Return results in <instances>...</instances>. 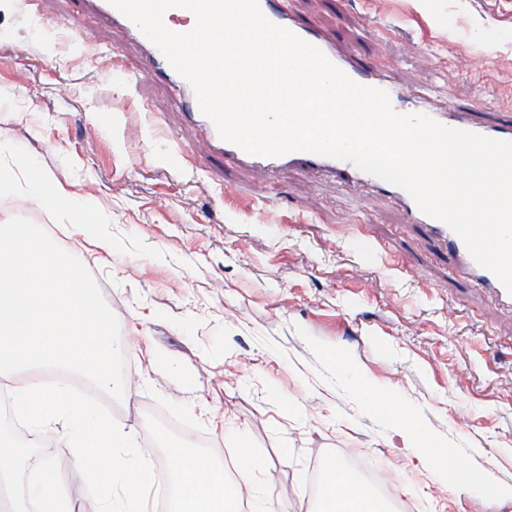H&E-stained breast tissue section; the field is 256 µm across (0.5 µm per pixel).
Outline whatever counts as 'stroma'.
<instances>
[{"mask_svg": "<svg viewBox=\"0 0 512 512\" xmlns=\"http://www.w3.org/2000/svg\"><path fill=\"white\" fill-rule=\"evenodd\" d=\"M337 55L380 70L401 97L512 122V0H287ZM0 165L90 197L70 217L0 191V222L28 218L88 268L121 333L133 388L113 408L155 467L189 436L217 456L244 433L281 512H311L321 463L369 459L395 505L512 512V307L411 223L383 185L302 161L268 171L212 151L144 47L86 10L0 0ZM90 225L75 237L73 222ZM344 358L402 396L462 471L404 451L357 400ZM57 458L74 512H96L74 451Z\"/></svg>", "mask_w": 512, "mask_h": 512, "instance_id": "35a3bbf8", "label": "stroma"}]
</instances>
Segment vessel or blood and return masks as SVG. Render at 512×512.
Here are the masks:
<instances>
[{"mask_svg": "<svg viewBox=\"0 0 512 512\" xmlns=\"http://www.w3.org/2000/svg\"><path fill=\"white\" fill-rule=\"evenodd\" d=\"M91 3L98 13L105 16L112 23L122 26L131 34H138V27L118 11L111 4L110 0H91ZM259 6L262 13L268 20L278 26L291 30L302 39L318 47L335 66L341 69L355 82L383 90L388 89V82L375 73L374 70H361L342 60L336 55L330 42L326 38L309 27L294 23L289 18L285 6L276 4L275 0H259ZM147 62L150 67L168 78L178 92L185 97L188 102L189 111L192 115L193 121L205 125L209 132L212 144L218 151L222 152L224 156L230 157L238 162L264 167H274L286 162L302 160L311 163L318 169L326 171H347L352 174L354 179L363 181L367 180V173L356 169L351 163L319 156L310 152L295 151L273 158L260 157L246 153L238 146L220 138L213 122H210L209 118H206V116L200 111L195 93L190 83L172 68L155 45L151 44L147 47ZM433 118L438 123L448 127L470 130L498 140L512 141V125L506 127L486 126L474 119L462 117L458 108L453 106L449 107L448 111L434 113ZM389 191L394 198L400 200L406 206L410 219L413 223L424 227L428 233L448 248L452 254H455L462 259L469 273L479 284L492 289L502 301L512 303V293L505 289L502 283L491 271L479 266L471 258L461 238L452 229H450L445 223L425 215L418 208L413 198L402 188L393 185L390 186Z\"/></svg>", "mask_w": 512, "mask_h": 512, "instance_id": "vessel-or-blood-1", "label": "vessel or blood"}]
</instances>
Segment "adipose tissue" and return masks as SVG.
I'll use <instances>...</instances> for the list:
<instances>
[{
    "mask_svg": "<svg viewBox=\"0 0 512 512\" xmlns=\"http://www.w3.org/2000/svg\"><path fill=\"white\" fill-rule=\"evenodd\" d=\"M338 371L352 378L355 394L369 409L398 421L405 444L431 452L432 440L402 400L356 378L348 362H339ZM167 454L172 484L167 512H279L275 498L266 487L245 486L228 478L222 463L196 448L190 439L168 443ZM321 492L326 504L324 512H379L371 487L358 482L340 463H331L324 469Z\"/></svg>",
    "mask_w": 512,
    "mask_h": 512,
    "instance_id": "adipose-tissue-1",
    "label": "adipose tissue"
}]
</instances>
